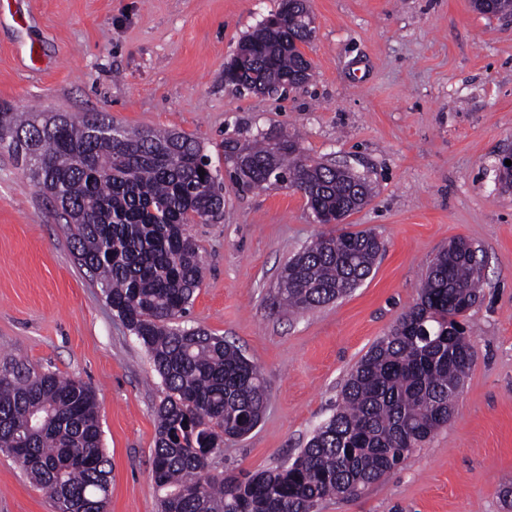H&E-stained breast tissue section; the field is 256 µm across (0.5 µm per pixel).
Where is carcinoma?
<instances>
[{"instance_id":"cac0c4a2","label":"carcinoma","mask_w":512,"mask_h":512,"mask_svg":"<svg viewBox=\"0 0 512 512\" xmlns=\"http://www.w3.org/2000/svg\"><path fill=\"white\" fill-rule=\"evenodd\" d=\"M488 17L512 18V0H472ZM307 0L279 8L239 43L227 66L247 91L300 87L311 63ZM0 112V141L55 204L73 255L112 311L145 347L165 386L151 478L162 512H313L329 497L359 496L448 423L474 360L458 320L479 297L484 256L460 239L431 262L418 302L352 370L335 412L296 457L241 477L210 473L224 441L246 435L267 400L258 367L207 330L185 328L202 281L199 245L186 233L224 208L198 142L176 131L123 130L99 112ZM232 184L303 191L315 218L348 216L371 194L347 167L301 156L297 142L264 140L229 172ZM382 251L371 230L321 234L284 264L277 298L303 312L335 301L368 278ZM0 452L45 489L56 512H106L112 465L102 448L93 389L22 362L0 365Z\"/></svg>"}]
</instances>
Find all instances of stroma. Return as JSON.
Instances as JSON below:
<instances>
[{
    "mask_svg": "<svg viewBox=\"0 0 512 512\" xmlns=\"http://www.w3.org/2000/svg\"><path fill=\"white\" fill-rule=\"evenodd\" d=\"M279 0H0V111L103 112L173 129L218 176L224 145L287 134L303 154L351 167L373 196L346 219L385 249L335 302L291 314L280 268L330 232L292 188L227 185L214 220L187 225L204 260L183 323L224 337L267 385L261 422L211 456L215 475L296 456L332 413L351 369L416 303L434 257L458 237L485 256L465 321L475 359L446 426L362 495L317 512H505L512 486V20L470 0H308L311 77L284 96L225 83L239 42ZM89 384L112 462L108 512H160L151 479L165 396L146 349L76 263L69 233L0 146V363ZM0 512H55L0 453Z\"/></svg>",
    "mask_w": 512,
    "mask_h": 512,
    "instance_id": "1",
    "label": "stroma"
}]
</instances>
